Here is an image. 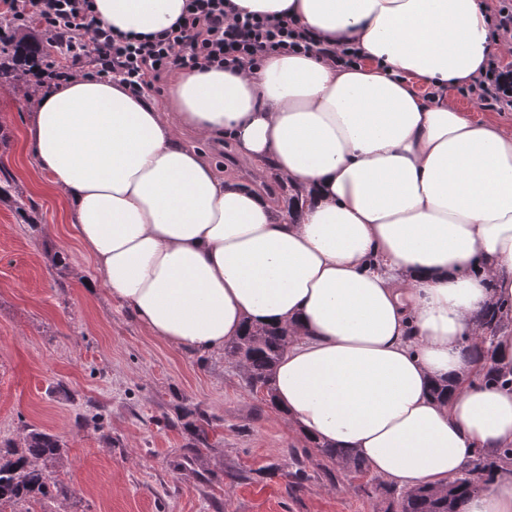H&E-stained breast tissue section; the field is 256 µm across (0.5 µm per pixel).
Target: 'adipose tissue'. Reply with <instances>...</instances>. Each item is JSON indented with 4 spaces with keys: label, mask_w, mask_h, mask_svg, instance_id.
I'll use <instances>...</instances> for the list:
<instances>
[{
    "label": "adipose tissue",
    "mask_w": 512,
    "mask_h": 512,
    "mask_svg": "<svg viewBox=\"0 0 512 512\" xmlns=\"http://www.w3.org/2000/svg\"><path fill=\"white\" fill-rule=\"evenodd\" d=\"M231 3L287 17L315 51L177 70L160 102L72 77L39 92L26 151L152 336L211 352L248 326L288 329L273 387L293 435L395 485L446 488L475 449L512 446V390L473 383L463 353L486 303L512 300V130L447 95L512 44L479 0ZM185 5L93 0V16L146 35ZM323 45L360 60L337 65ZM226 136L255 179L302 187L295 215L216 176L199 145ZM460 512H512V468Z\"/></svg>",
    "instance_id": "obj_1"
}]
</instances>
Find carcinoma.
<instances>
[{
  "instance_id": "cac0c4a2",
  "label": "carcinoma",
  "mask_w": 512,
  "mask_h": 512,
  "mask_svg": "<svg viewBox=\"0 0 512 512\" xmlns=\"http://www.w3.org/2000/svg\"><path fill=\"white\" fill-rule=\"evenodd\" d=\"M10 31L6 46L0 47V87L10 88L29 71L41 65L44 46L30 27L5 23ZM480 326L487 340V347L475 354L483 360L482 384L512 386V366L497 363L493 355L495 339L512 327V302L491 300L480 314ZM288 330L271 327L246 328L243 335L224 345L227 359L242 365L248 386L263 393L264 401L275 405L271 386L273 370L288 347ZM64 444L55 435L37 428L30 429L23 438V445L4 454L0 453V512H31V505L42 503L58 491L57 479L46 470V463L60 458ZM512 460V447L502 448L497 456L490 457L477 450L469 469L453 482L449 493L440 495L429 488H416L398 492L390 485H379L388 497L392 512H459L462 499L479 489L485 473L497 468V462Z\"/></svg>"
}]
</instances>
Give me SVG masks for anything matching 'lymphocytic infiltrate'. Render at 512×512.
<instances>
[{
	"label": "lymphocytic infiltrate",
	"mask_w": 512,
	"mask_h": 512,
	"mask_svg": "<svg viewBox=\"0 0 512 512\" xmlns=\"http://www.w3.org/2000/svg\"><path fill=\"white\" fill-rule=\"evenodd\" d=\"M8 11L38 22L50 36L61 66L43 70L45 83L71 78L92 67L97 76L117 78L135 92L154 89L172 69L206 63L242 68L268 51L304 53L310 38L285 18L227 19L225 0H188L185 21L145 39L113 33L95 23L92 0H0ZM485 109L512 110V62L491 60L466 90Z\"/></svg>",
	"instance_id": "obj_1"
}]
</instances>
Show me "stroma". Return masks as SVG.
I'll return each instance as SVG.
<instances>
[{
	"mask_svg": "<svg viewBox=\"0 0 512 512\" xmlns=\"http://www.w3.org/2000/svg\"><path fill=\"white\" fill-rule=\"evenodd\" d=\"M30 83L0 88V449L38 428L60 437V490L43 512H388L379 476L349 472L294 442L223 352L151 336L101 277L71 229L65 196L23 151ZM210 420L195 446L192 421ZM303 458L308 479L294 487Z\"/></svg>",
	"mask_w": 512,
	"mask_h": 512,
	"instance_id": "stroma-1",
	"label": "stroma"
}]
</instances>
